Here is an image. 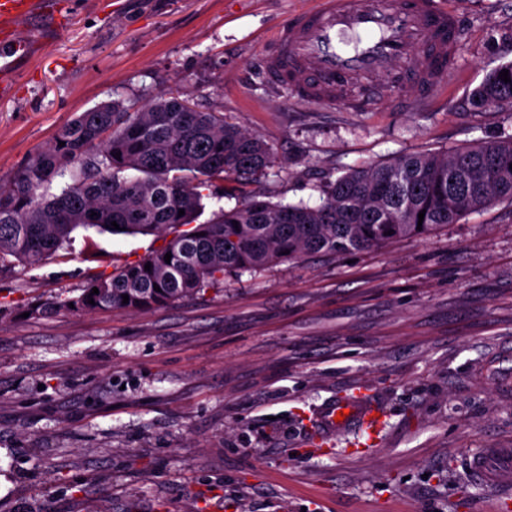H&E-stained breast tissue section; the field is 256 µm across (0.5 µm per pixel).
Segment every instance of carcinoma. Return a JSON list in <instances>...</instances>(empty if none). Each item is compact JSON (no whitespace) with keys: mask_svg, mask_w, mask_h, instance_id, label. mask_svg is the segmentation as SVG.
I'll return each mask as SVG.
<instances>
[{"mask_svg":"<svg viewBox=\"0 0 512 512\" xmlns=\"http://www.w3.org/2000/svg\"><path fill=\"white\" fill-rule=\"evenodd\" d=\"M503 70L512 78V63L501 64L474 89L476 109L512 107V81L501 80ZM274 165L259 138L224 121L222 112L198 110L176 90L160 92L134 112L118 101L99 103L76 114L12 176L0 178V273L68 250L78 228L116 234L114 221L126 235H169L162 247L110 275L90 276L78 295L25 308L31 316L135 311L286 260L423 237L492 200L512 202V135H505L353 170L323 185L316 206L252 197L195 223L204 212L203 190L220 197L224 180H246Z\"/></svg>","mask_w":512,"mask_h":512,"instance_id":"1","label":"carcinoma"}]
</instances>
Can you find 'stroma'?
Wrapping results in <instances>:
<instances>
[{"label": "stroma", "instance_id": "1", "mask_svg": "<svg viewBox=\"0 0 512 512\" xmlns=\"http://www.w3.org/2000/svg\"><path fill=\"white\" fill-rule=\"evenodd\" d=\"M313 0H63L22 30L37 47L0 94V178L75 114L178 88L260 137L276 165L245 195L316 205L347 170L512 135V108L474 110L512 61V0H455L450 77L417 108L298 96L265 73L279 26ZM152 236L77 229L68 251L0 275V512H503L471 474L512 448V203L352 255L284 262L138 311L22 317ZM362 392L378 447L323 439L320 406Z\"/></svg>", "mask_w": 512, "mask_h": 512}]
</instances>
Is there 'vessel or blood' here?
I'll use <instances>...</instances> for the list:
<instances>
[{
	"label": "vessel or blood",
	"instance_id": "b4317fda",
	"mask_svg": "<svg viewBox=\"0 0 512 512\" xmlns=\"http://www.w3.org/2000/svg\"><path fill=\"white\" fill-rule=\"evenodd\" d=\"M45 0H0V83L32 51L19 27ZM459 15L452 0H315L278 29L265 69L274 81L293 82L306 98L341 102L352 111L375 110L384 75L394 86L430 92L442 85L456 54ZM370 403L342 398L315 415L323 435L373 429ZM492 492L512 493V448H489L470 461Z\"/></svg>",
	"mask_w": 512,
	"mask_h": 512
}]
</instances>
